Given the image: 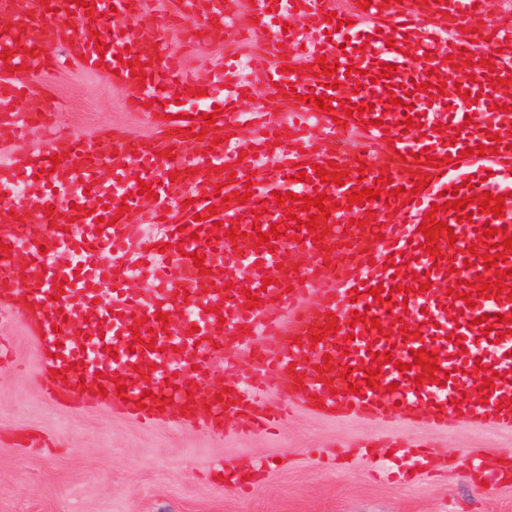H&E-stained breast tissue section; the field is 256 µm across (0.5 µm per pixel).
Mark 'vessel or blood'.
Masks as SVG:
<instances>
[{
	"mask_svg": "<svg viewBox=\"0 0 512 512\" xmlns=\"http://www.w3.org/2000/svg\"><path fill=\"white\" fill-rule=\"evenodd\" d=\"M143 8V0H90L86 7L53 0L49 8L42 0H0L8 21L0 26V147L28 127L48 130L43 147L0 162V190L35 182L46 191V207L34 215L21 198L0 200V310L33 340L47 395L77 409L102 388L103 404L142 424L215 435L231 421L271 431L298 408L340 420L398 418L434 431L456 421L512 428V249L501 244L503 234L512 235V112L500 111L504 99L492 85L512 77V24L455 38L464 19L488 14L489 0H371L347 9L335 0H255L249 37H266L273 17L288 27L269 39L271 59H256L252 78L219 70L202 81L161 47L160 32L174 18L223 41L235 26L237 0H178L174 14L157 15L149 26ZM61 9L71 11L70 22L59 21ZM331 12L342 22L341 52L321 39ZM99 42L105 52L96 50ZM326 60L338 61L336 73L314 75ZM70 61L90 72L103 62L115 70V83L130 92L125 108L144 112L153 134L132 139L110 131L107 154L97 141L57 128L55 113L19 111V103L45 92L49 69ZM139 63L146 66L141 78L131 70ZM385 63L397 68L392 78L380 75ZM333 79L340 88H330ZM257 80L298 105L302 119L273 122L267 113L243 111ZM428 81L462 91L432 94ZM199 88L220 96L215 124L184 118L177 103ZM320 95L330 97L331 111L315 107ZM413 113L417 125L406 126ZM246 125L254 136L244 142ZM352 132L363 136L373 162L360 165L345 151ZM271 155L277 170L254 182L249 199L237 200L254 157ZM330 162L346 173L344 185L317 177L315 165ZM299 164L302 182L294 179ZM144 183L157 194L149 207ZM78 185L92 194L90 212L63 203L66 189ZM373 186L379 199L348 203L349 194ZM397 187L402 197H393ZM287 192L291 200L276 203ZM484 192L504 196L501 217L472 202ZM321 193L333 202L330 218H318L314 232L299 228L309 215L297 197ZM458 196L470 200L463 220L446 208ZM431 212L443 227L429 254L419 226ZM273 225L281 238L256 245L253 228ZM231 227L236 237L227 236ZM493 227L504 291L470 307L469 284L485 272L487 245L477 231ZM141 281L147 289H138ZM400 285L407 294L397 293ZM377 286L392 290L390 302L370 296ZM253 295L259 307H250ZM159 311L177 324L164 326ZM356 312L362 319L355 323ZM485 314L502 317L489 332L477 323ZM332 322L337 332L311 342ZM232 344L248 348L249 384L231 386L220 399L197 395ZM421 348L436 354L445 384H417L425 368L411 353ZM386 351L392 361L378 363ZM400 361L409 371L397 369ZM371 366L381 369L372 389L364 385ZM488 370L495 374L489 393L481 389ZM271 380L274 406L264 397ZM388 446L396 465L380 473L405 485L439 462L426 441L394 435ZM468 473L476 484L499 485L512 465L476 460Z\"/></svg>",
	"mask_w": 512,
	"mask_h": 512,
	"instance_id": "vessel-or-blood-1",
	"label": "vessel or blood"
}]
</instances>
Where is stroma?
Returning <instances> with one entry per match:
<instances>
[{
    "label": "stroma",
    "mask_w": 512,
    "mask_h": 512,
    "mask_svg": "<svg viewBox=\"0 0 512 512\" xmlns=\"http://www.w3.org/2000/svg\"><path fill=\"white\" fill-rule=\"evenodd\" d=\"M162 38L202 78L226 56L267 49L233 39L209 46L174 30ZM45 81L64 105L63 122L84 136L152 131L144 115L124 111V91L108 73L74 64ZM0 336L13 346L11 358L0 361V512H512V481L477 488L466 477L471 457L512 460V430L456 422L430 433L377 418L349 425L304 409L273 435H244L235 423L219 437L148 426L93 399L78 411L49 400L29 336L7 317H0ZM394 431L411 441L429 438L445 454V473L411 487L373 480V461L387 456ZM363 439L373 442V458L354 454L336 468L322 463L321 454L336 445ZM219 463L246 470L263 463L268 473L244 493L214 473Z\"/></svg>",
    "instance_id": "stroma-1"
}]
</instances>
